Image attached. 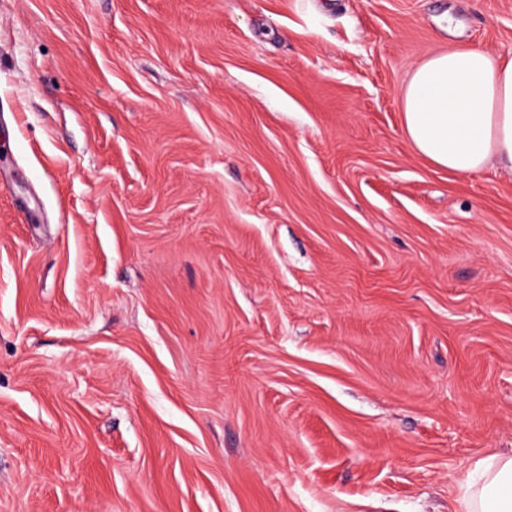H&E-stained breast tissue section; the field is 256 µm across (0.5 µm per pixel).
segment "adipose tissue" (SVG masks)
<instances>
[{"instance_id": "1", "label": "adipose tissue", "mask_w": 512, "mask_h": 512, "mask_svg": "<svg viewBox=\"0 0 512 512\" xmlns=\"http://www.w3.org/2000/svg\"><path fill=\"white\" fill-rule=\"evenodd\" d=\"M412 147L438 167L512 175V57L470 44L432 54L401 91ZM467 512H512V455L479 460Z\"/></svg>"}]
</instances>
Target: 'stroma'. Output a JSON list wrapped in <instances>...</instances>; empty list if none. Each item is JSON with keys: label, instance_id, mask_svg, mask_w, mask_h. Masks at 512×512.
<instances>
[{"label": "stroma", "instance_id": "1", "mask_svg": "<svg viewBox=\"0 0 512 512\" xmlns=\"http://www.w3.org/2000/svg\"><path fill=\"white\" fill-rule=\"evenodd\" d=\"M512 0H0V512H460L512 451V176L399 92Z\"/></svg>", "mask_w": 512, "mask_h": 512}]
</instances>
